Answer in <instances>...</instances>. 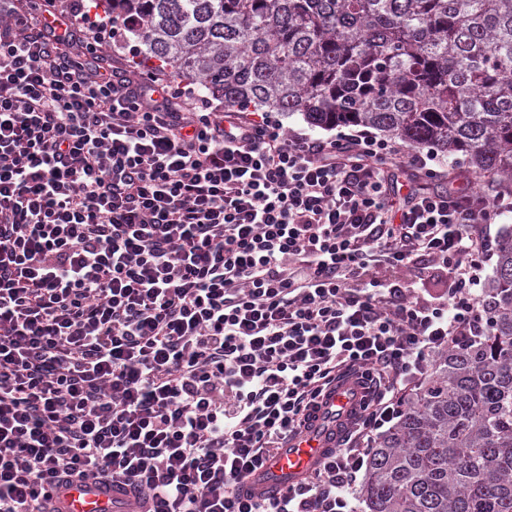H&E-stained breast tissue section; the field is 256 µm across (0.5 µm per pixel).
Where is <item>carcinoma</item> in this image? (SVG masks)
<instances>
[{
    "mask_svg": "<svg viewBox=\"0 0 512 512\" xmlns=\"http://www.w3.org/2000/svg\"><path fill=\"white\" fill-rule=\"evenodd\" d=\"M146 60L241 111L361 126L512 181V0H104ZM487 331L436 356L370 452L361 512H512V233Z\"/></svg>",
    "mask_w": 512,
    "mask_h": 512,
    "instance_id": "obj_1",
    "label": "carcinoma"
}]
</instances>
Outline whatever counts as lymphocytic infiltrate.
I'll return each mask as SVG.
<instances>
[{"label":"lymphocytic infiltrate","instance_id":"lymphocytic-infiltrate-1","mask_svg":"<svg viewBox=\"0 0 512 512\" xmlns=\"http://www.w3.org/2000/svg\"><path fill=\"white\" fill-rule=\"evenodd\" d=\"M85 0H0V512L89 479L135 512H355L438 353L484 335L505 193L392 198L391 142L313 138L133 77ZM443 271L448 296L379 268ZM341 447L279 496L269 457L341 381Z\"/></svg>","mask_w":512,"mask_h":512}]
</instances>
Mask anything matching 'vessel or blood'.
I'll return each instance as SVG.
<instances>
[{
    "instance_id": "vessel-or-blood-1",
    "label": "vessel or blood",
    "mask_w": 512,
    "mask_h": 512,
    "mask_svg": "<svg viewBox=\"0 0 512 512\" xmlns=\"http://www.w3.org/2000/svg\"><path fill=\"white\" fill-rule=\"evenodd\" d=\"M360 391L350 383L335 386L321 401V408L310 430L293 440L267 462L269 479L264 490H281L304 476L333 448L338 438L335 427L326 425L327 417L348 413L357 406ZM65 512H112V493L95 481L70 487L62 496Z\"/></svg>"
}]
</instances>
